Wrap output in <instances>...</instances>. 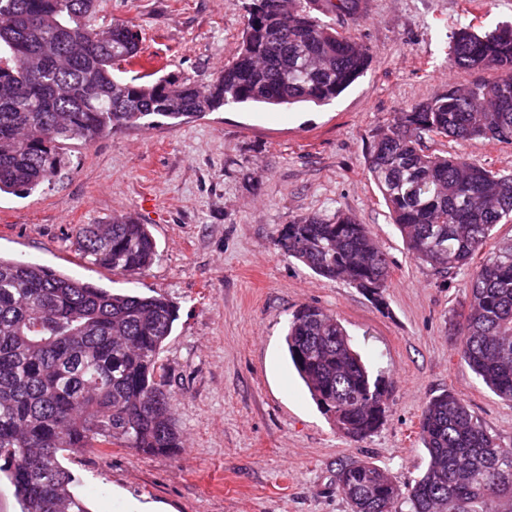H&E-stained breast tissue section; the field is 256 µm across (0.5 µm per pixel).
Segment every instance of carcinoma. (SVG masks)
Instances as JSON below:
<instances>
[{
    "label": "carcinoma",
    "instance_id": "carcinoma-1",
    "mask_svg": "<svg viewBox=\"0 0 512 512\" xmlns=\"http://www.w3.org/2000/svg\"><path fill=\"white\" fill-rule=\"evenodd\" d=\"M95 0H0V194L31 193L68 163L66 145L112 130L177 123L226 106L327 104L368 69L370 50L312 15L305 0H251L241 46L206 87L187 78L124 81L138 33L103 29ZM456 68L500 77L450 88L400 113L373 140L368 171L415 261L448 274L470 265L494 228L512 223V173L436 154L437 138L512 144V24L452 36ZM78 246L92 264L125 274L148 268L157 245L132 217L84 224ZM274 246L327 279L382 302L389 262L350 213L309 214ZM459 355L497 396L512 401V242L497 244L466 281ZM178 318L161 295L118 293L39 263L0 256V473L22 512H90L62 464L84 448L174 455L182 448L160 352ZM289 358L312 399L343 435L362 440L386 417L372 378L336 316L314 305L289 321ZM429 460L408 488L373 463L340 465L336 485L352 512H512V446L489 433L451 392L421 419Z\"/></svg>",
    "mask_w": 512,
    "mask_h": 512
}]
</instances>
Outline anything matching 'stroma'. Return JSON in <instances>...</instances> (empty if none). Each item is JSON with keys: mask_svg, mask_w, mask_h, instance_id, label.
<instances>
[{"mask_svg": "<svg viewBox=\"0 0 512 512\" xmlns=\"http://www.w3.org/2000/svg\"><path fill=\"white\" fill-rule=\"evenodd\" d=\"M250 0H97L96 21L126 22L142 52L121 76L154 72L210 84L240 47ZM313 15L372 53L366 73L319 107H224L178 124L130 126L69 145L50 185L0 196V255L37 262L115 290L163 295L178 319L160 355L183 446L173 456L128 448L66 455L92 512H350L336 490L340 464L374 463L415 483L428 454L422 409L450 391L512 446V401L491 392L457 349L467 271L418 264L392 224L367 169L370 143L394 116L448 88L492 81L491 70L448 65L459 25L512 21V0H360L351 16L329 0ZM512 171V145L432 143ZM356 215L390 265L382 304L279 252L283 225L305 214ZM131 216L157 243L137 275L91 264L77 245L84 224ZM341 320L387 387L383 426L355 441L334 429L285 350L301 305Z\"/></svg>", "mask_w": 512, "mask_h": 512, "instance_id": "1", "label": "stroma"}]
</instances>
